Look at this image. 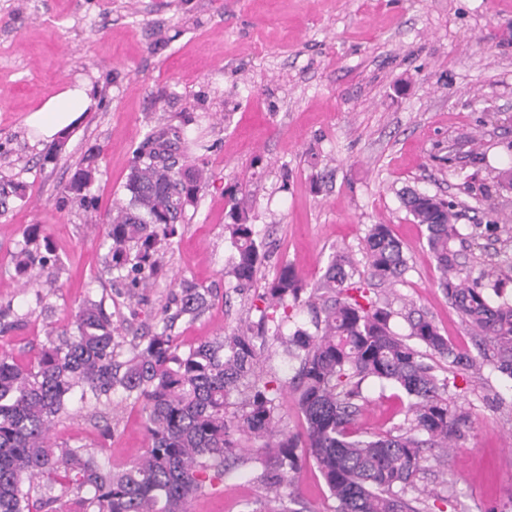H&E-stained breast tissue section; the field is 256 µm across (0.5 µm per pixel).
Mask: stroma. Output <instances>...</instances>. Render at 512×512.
Listing matches in <instances>:
<instances>
[{
    "label": "stroma",
    "instance_id": "stroma-1",
    "mask_svg": "<svg viewBox=\"0 0 512 512\" xmlns=\"http://www.w3.org/2000/svg\"><path fill=\"white\" fill-rule=\"evenodd\" d=\"M79 82L92 103L57 160L44 162L50 143L27 118ZM160 121L178 134L177 165L193 142L209 145L208 183L166 246L162 275L133 306L104 268L102 233L88 229L62 189L95 154L90 194L106 219L126 196L135 149ZM510 166L512 0H0V177L25 188L0 216V306L18 318L0 331V354L33 363L48 331L69 329L90 289L111 292L112 320L133 341L183 280L213 292L200 317L174 328L182 347L196 345L257 320L259 296L283 264L311 285L345 250L368 278L364 238L380 221L402 243L409 269L375 285L372 297L419 309L455 350L477 353L478 336L438 286L426 228L399 194L412 188L455 201L469 268L494 270L512 291V230L471 235L491 214L512 219V189L498 184ZM231 187L267 243L243 290L228 274ZM33 224L61 265L34 270L24 285L13 254ZM429 362L451 379L448 397L469 424L446 456L423 451L419 483L443 492L427 512H512V377L489 364L482 380L466 382L450 361ZM363 393L359 432L403 424L400 390L368 381ZM52 441L103 446L114 466L148 446L140 405L118 394L94 413L72 404ZM262 470L241 450L223 486L196 495L191 512H260ZM295 491L306 512H336L314 464Z\"/></svg>",
    "mask_w": 512,
    "mask_h": 512
}]
</instances>
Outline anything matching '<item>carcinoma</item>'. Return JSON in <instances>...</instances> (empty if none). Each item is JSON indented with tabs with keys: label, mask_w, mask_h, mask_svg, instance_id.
Wrapping results in <instances>:
<instances>
[{
	"label": "carcinoma",
	"mask_w": 512,
	"mask_h": 512,
	"mask_svg": "<svg viewBox=\"0 0 512 512\" xmlns=\"http://www.w3.org/2000/svg\"><path fill=\"white\" fill-rule=\"evenodd\" d=\"M170 134L165 125L148 132L134 152L126 201L105 224V268L125 272L130 300L159 274L163 244L178 234L186 207L207 185L201 166L174 169ZM94 172L89 156L63 188L87 211L94 208L87 195ZM231 200L226 228L235 255L228 275L243 287L259 267L261 244L244 199ZM403 204L426 227L439 286L463 321L492 345L493 356L455 351L430 319L413 310L409 335H398L391 327L397 312L373 299L341 250L311 289L293 266L283 265L261 295L266 306L256 308L257 323L187 350L172 334L174 323L204 312L209 289L180 282L154 328L126 351L112 323V296L91 294L71 327L49 338L32 365L0 355V512H189L191 497L224 481L237 463L243 437L265 460L260 480L267 501L277 504L270 512H304L290 488L307 460L338 502L337 512H425L427 499L441 495L416 485L421 449L448 448L461 436L467 415L450 405L447 380L438 378L419 346L451 359L463 377L481 374L487 360L512 376V299L491 275L464 273L452 202L411 193ZM365 248L377 282L407 272L403 246L389 225H370ZM58 262L39 225H30L14 253L17 276L25 279L35 267ZM302 306L314 313L315 331L299 327L283 336L277 314ZM271 323L275 340L298 363L289 382L260 367L256 339ZM368 380L405 394L407 427L398 434L362 437L353 431ZM290 382L305 423L301 432L279 427L275 399ZM117 391L142 408L149 446L141 459L112 467L95 448L51 443L56 422L74 399L95 409ZM233 394L241 398L240 409L229 417Z\"/></svg>",
	"instance_id": "cac0c4a2"
}]
</instances>
